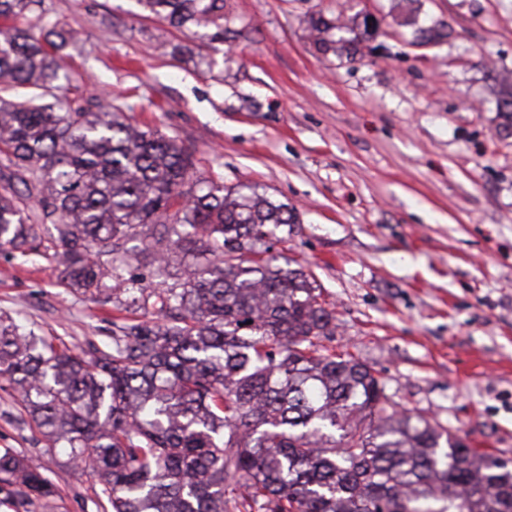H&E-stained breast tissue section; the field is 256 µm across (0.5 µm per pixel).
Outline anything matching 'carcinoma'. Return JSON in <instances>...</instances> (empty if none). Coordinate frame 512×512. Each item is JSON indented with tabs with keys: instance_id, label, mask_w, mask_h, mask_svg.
<instances>
[{
	"instance_id": "obj_1",
	"label": "carcinoma",
	"mask_w": 512,
	"mask_h": 512,
	"mask_svg": "<svg viewBox=\"0 0 512 512\" xmlns=\"http://www.w3.org/2000/svg\"><path fill=\"white\" fill-rule=\"evenodd\" d=\"M138 2L211 41L229 33L224 0ZM42 4L0 0V252L50 242L61 287L116 312L77 351L0 319V377L45 450L92 468L111 512H512L511 458L399 410L367 364L324 344L334 309L312 274L270 254L293 235L292 207L194 180L177 139L57 95L72 32ZM307 24L338 58L371 36L354 18ZM442 30L417 27L415 44ZM51 94L56 109L40 103ZM497 107L512 134L507 79ZM0 482L22 501L55 494L10 451Z\"/></svg>"
}]
</instances>
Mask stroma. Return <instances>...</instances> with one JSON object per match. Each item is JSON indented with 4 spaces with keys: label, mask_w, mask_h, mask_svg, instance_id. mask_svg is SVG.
<instances>
[{
    "label": "stroma",
    "mask_w": 512,
    "mask_h": 512,
    "mask_svg": "<svg viewBox=\"0 0 512 512\" xmlns=\"http://www.w3.org/2000/svg\"><path fill=\"white\" fill-rule=\"evenodd\" d=\"M74 41L69 96L194 152L196 174L250 185L298 216L284 252L336 312V350L370 366L400 408L475 448L512 455V136L496 111L512 80V0H225L212 42L136 0H44ZM367 19L347 62L307 19ZM444 24L411 44L412 19ZM49 256L0 254V317L82 346L112 319L64 292ZM37 461L51 500L0 512H107L91 471L48 453L0 379V452Z\"/></svg>",
    "instance_id": "stroma-1"
}]
</instances>
